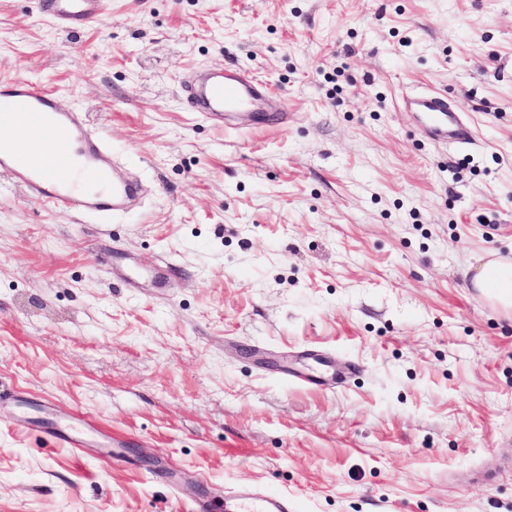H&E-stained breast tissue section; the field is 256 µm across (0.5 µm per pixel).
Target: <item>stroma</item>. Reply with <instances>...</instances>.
I'll use <instances>...</instances> for the list:
<instances>
[{
	"mask_svg": "<svg viewBox=\"0 0 512 512\" xmlns=\"http://www.w3.org/2000/svg\"><path fill=\"white\" fill-rule=\"evenodd\" d=\"M230 66L286 111L187 110ZM16 77L150 191L89 216L0 179V512H224L256 482L512 512V314L465 276L512 259V0H104L76 36L0 0ZM417 91L473 144L432 141ZM70 414L79 447L36 423ZM407 112L418 114L429 137L437 142L466 148L474 140L472 125L450 110L448 99L430 92H417L403 98Z\"/></svg>",
	"mask_w": 512,
	"mask_h": 512,
	"instance_id": "stroma-1",
	"label": "stroma"
}]
</instances>
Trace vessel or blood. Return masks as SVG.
<instances>
[{
  "mask_svg": "<svg viewBox=\"0 0 512 512\" xmlns=\"http://www.w3.org/2000/svg\"><path fill=\"white\" fill-rule=\"evenodd\" d=\"M42 12L61 30L74 32L98 15L99 0H40ZM267 95L264 84L244 70L229 68L185 87L195 112L248 109ZM417 113L429 137L466 148L472 125L450 110L446 97L417 92L403 100ZM42 148L28 156L29 135ZM111 145L55 92L25 78L0 83V175L20 185L27 197L57 209L78 208L89 214H118L143 196L137 179L116 174ZM225 512H293L284 494L253 485L233 491Z\"/></svg>",
  "mask_w": 512,
  "mask_h": 512,
  "instance_id": "vessel-or-blood-1",
  "label": "vessel or blood"
}]
</instances>
